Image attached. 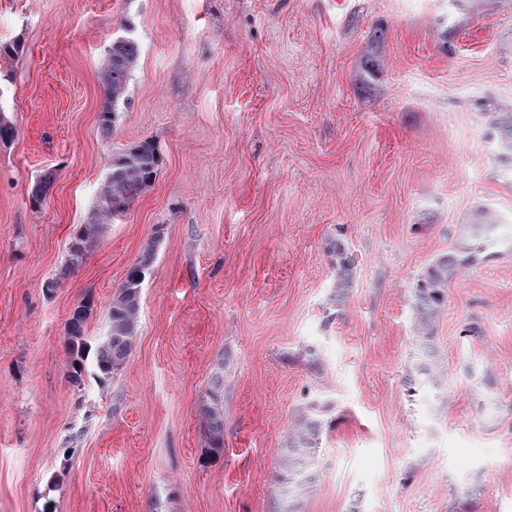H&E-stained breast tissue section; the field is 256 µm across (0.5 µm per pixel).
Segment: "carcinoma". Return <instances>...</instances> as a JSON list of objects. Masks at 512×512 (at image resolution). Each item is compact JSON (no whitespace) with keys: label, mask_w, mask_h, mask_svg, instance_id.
<instances>
[{"label":"carcinoma","mask_w":512,"mask_h":512,"mask_svg":"<svg viewBox=\"0 0 512 512\" xmlns=\"http://www.w3.org/2000/svg\"><path fill=\"white\" fill-rule=\"evenodd\" d=\"M140 56V46L131 37L112 41L107 50L101 71V83L105 101L99 115L104 131L111 130L116 121L119 106L126 101V93L132 73ZM494 126L501 133L503 151L512 154V114L497 117ZM159 158L154 143L139 140L122 149L112 159V165L97 196L96 203L86 222L79 225L69 247L65 272L80 268L89 254L103 238L112 221L129 210L131 204L155 180ZM499 220L489 210H482L470 225L469 237L474 244L435 259L417 281L413 294L414 339L421 343L420 360L415 375L435 381L443 372L436 359L433 346L437 320L447 300L448 283L463 274L492 242ZM156 240H151L141 259L135 263L125 281L112 299L109 308V325L106 335L97 344L94 361L97 370L110 376L125 363L137 333L140 309V290L150 270ZM330 252L336 255V302L346 298L352 284V264L347 249L340 240L334 242ZM92 316V300L86 298L82 306L75 307L65 324V350L70 358L73 383H79L90 352L85 336V325ZM319 409L313 403L301 412L288 427L278 482L288 486V493L304 492L312 484L313 466L316 464L318 444L322 432ZM204 421L207 428L208 448L217 451L224 447V412L217 405L205 407Z\"/></svg>","instance_id":"obj_1"}]
</instances>
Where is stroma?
<instances>
[{
    "label": "stroma",
    "mask_w": 512,
    "mask_h": 512,
    "mask_svg": "<svg viewBox=\"0 0 512 512\" xmlns=\"http://www.w3.org/2000/svg\"><path fill=\"white\" fill-rule=\"evenodd\" d=\"M127 35L140 57L106 133L100 72ZM498 112L512 0H0V512H286L282 448L314 402L300 512H512V155L483 148ZM142 139L154 182L65 273L113 156ZM483 207L500 243L448 285L443 381L410 386L413 289ZM155 235L130 355L72 384V309L93 297L97 344ZM336 255V301L341 303L346 298L352 284V264L344 243L338 239L330 248ZM204 421L207 428L208 448L213 451L224 447V412L218 404L205 407Z\"/></svg>",
    "instance_id": "1"
}]
</instances>
